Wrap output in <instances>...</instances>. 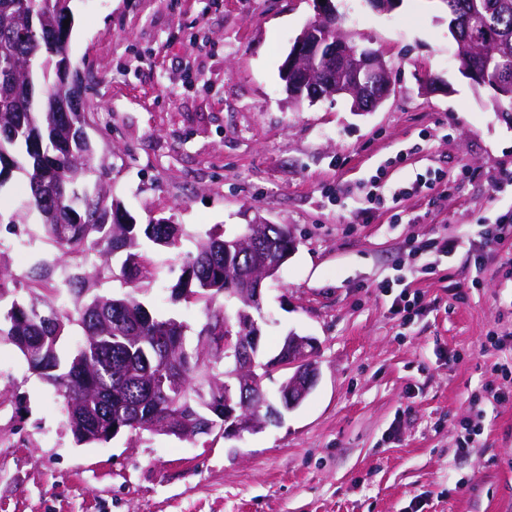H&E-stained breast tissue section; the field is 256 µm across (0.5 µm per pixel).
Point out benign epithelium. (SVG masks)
<instances>
[{
    "label": "benign epithelium",
    "mask_w": 512,
    "mask_h": 512,
    "mask_svg": "<svg viewBox=\"0 0 512 512\" xmlns=\"http://www.w3.org/2000/svg\"><path fill=\"white\" fill-rule=\"evenodd\" d=\"M338 13L331 0L319 3L314 19L295 37L282 66L283 79H291L308 99L345 96L355 112H373L391 91L390 69L382 56L349 42L339 28ZM276 225L262 219L248 225V232L224 243V250L248 256L247 276L233 290L245 307L237 315L236 327L224 325V439H240L270 423L278 422L282 411L298 407L318 381L317 366L307 359L313 339L289 333L279 354L266 364L257 363L261 325L254 312L261 311V290L265 279L276 275L295 245L283 256L270 260L264 243ZM291 369L293 374L281 385L280 407L263 399L260 370Z\"/></svg>",
    "instance_id": "obj_1"
}]
</instances>
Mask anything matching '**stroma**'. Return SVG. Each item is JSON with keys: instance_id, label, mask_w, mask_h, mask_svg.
<instances>
[{"instance_id": "1", "label": "stroma", "mask_w": 512, "mask_h": 512, "mask_svg": "<svg viewBox=\"0 0 512 512\" xmlns=\"http://www.w3.org/2000/svg\"><path fill=\"white\" fill-rule=\"evenodd\" d=\"M344 31L393 67L373 112L293 106L280 71L314 0H72L68 54L92 73L88 133L136 223L181 227L139 299L172 301L181 256L213 227L288 225L297 247L262 285V352L314 337L319 380L279 424L239 440L143 433L79 445L54 388L0 338V512H512V122L460 71L442 0H333ZM434 91H422L426 80ZM444 179L366 207L416 176ZM454 238L453 254L442 252ZM421 298L411 319L399 294ZM478 422L466 443L465 422Z\"/></svg>"}]
</instances>
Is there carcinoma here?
<instances>
[{"label":"carcinoma","mask_w":512,"mask_h":512,"mask_svg":"<svg viewBox=\"0 0 512 512\" xmlns=\"http://www.w3.org/2000/svg\"><path fill=\"white\" fill-rule=\"evenodd\" d=\"M71 0H0V192L8 175L26 178L25 200L19 210L0 207V224L32 221L65 257L75 260L70 273L46 293L14 299L8 305V283L16 277L0 262V337L19 350L33 371L40 372L61 399L72 389L85 393L63 404L77 442L106 443L119 434L138 436L156 420L173 432L195 436L224 432V403L192 400V383L202 375L224 389V357L204 349L208 341L224 346V337L210 335V325L224 317L216 300L238 275L236 258L224 265V235L208 231L196 252L184 255L182 277L173 299L194 298L206 306V320L194 348L184 342L188 325L158 318L135 296L95 295L72 313L58 302L80 296L115 277L108 256L125 253L121 279L134 288L155 273L149 253L153 246L177 249V224L130 222L127 211L112 198L105 182L107 168L92 143L76 139L71 125L88 119L82 97L67 101L60 111L48 87L64 64L68 47ZM471 12L473 27L465 36L490 35L484 54L466 56L477 87L512 79V0H454ZM55 265L30 260V287L52 279ZM79 326L84 340L69 356L58 344L64 327Z\"/></svg>","instance_id":"carcinoma-1"}]
</instances>
